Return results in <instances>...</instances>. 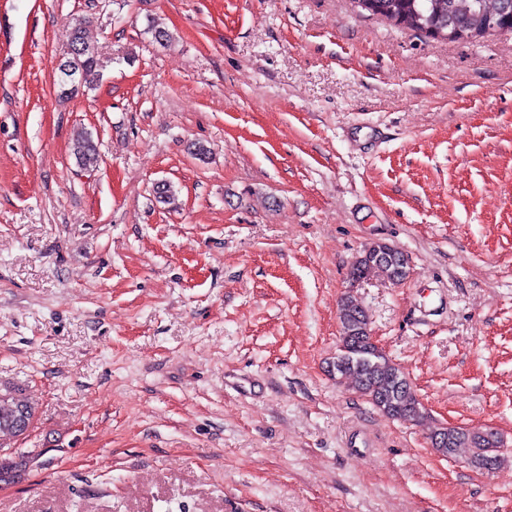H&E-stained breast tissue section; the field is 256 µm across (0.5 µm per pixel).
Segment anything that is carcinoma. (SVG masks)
<instances>
[{
  "label": "carcinoma",
  "mask_w": 512,
  "mask_h": 512,
  "mask_svg": "<svg viewBox=\"0 0 512 512\" xmlns=\"http://www.w3.org/2000/svg\"><path fill=\"white\" fill-rule=\"evenodd\" d=\"M358 6L372 15H379L397 26L433 38L451 37L467 42L477 37L512 31V0H357ZM497 27L489 29V18ZM72 46L69 66L76 80L61 92L73 94L81 87L89 88L103 76L104 65L97 49L85 36V20L76 23L67 34ZM73 154L83 169H94L99 157L91 133L81 129L74 138ZM407 267L395 258L392 263L353 267L350 274L366 277L377 272L386 278L400 279ZM342 332L340 346L333 361L336 376L348 379L354 389L385 416L402 422H418L425 416L411 384L397 365L367 333L369 323L355 298L344 295L338 304ZM24 410L33 418L34 407L27 401L0 394V436H18L14 421ZM435 452L452 457L459 448L471 449L470 465L481 469L485 460L495 456L493 449L500 440L494 433L460 426L441 427L430 437Z\"/></svg>",
  "instance_id": "obj_1"
}]
</instances>
